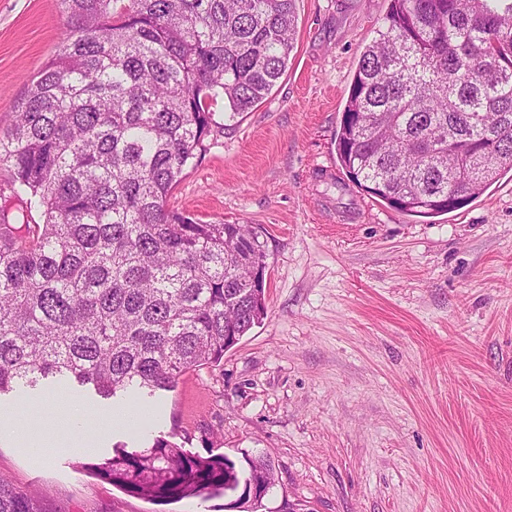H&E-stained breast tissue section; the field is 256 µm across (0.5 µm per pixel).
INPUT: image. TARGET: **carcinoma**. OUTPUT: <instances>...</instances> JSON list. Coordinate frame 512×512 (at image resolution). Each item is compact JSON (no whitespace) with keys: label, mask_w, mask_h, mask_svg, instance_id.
<instances>
[{"label":"carcinoma","mask_w":512,"mask_h":512,"mask_svg":"<svg viewBox=\"0 0 512 512\" xmlns=\"http://www.w3.org/2000/svg\"><path fill=\"white\" fill-rule=\"evenodd\" d=\"M60 5L63 38L0 120V163L25 204L0 213V395L57 376L152 395L219 365L266 313L254 229L167 200L223 127L211 105L248 112L286 72L295 0ZM336 150L358 189L408 216L452 212L512 171V0H391ZM245 463L158 436L88 470L167 504L273 479L270 459ZM45 498L0 477V512H45Z\"/></svg>","instance_id":"carcinoma-1"}]
</instances>
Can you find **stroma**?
I'll use <instances>...</instances> for the list:
<instances>
[{
  "label": "stroma",
  "instance_id": "35a3bbf8",
  "mask_svg": "<svg viewBox=\"0 0 512 512\" xmlns=\"http://www.w3.org/2000/svg\"><path fill=\"white\" fill-rule=\"evenodd\" d=\"M288 69L183 172L168 206L248 224L268 254L267 313L217 367L147 396L102 398L51 377L0 396V415L42 406L101 417L89 447L0 437V475L47 493V512H228L230 496L160 505L88 464L172 436L193 455L276 465L258 512H512V172L447 214L399 213L354 186L336 133L390 0H296ZM59 0H0V118L51 57ZM151 414L131 427V401Z\"/></svg>",
  "mask_w": 512,
  "mask_h": 512
}]
</instances>
